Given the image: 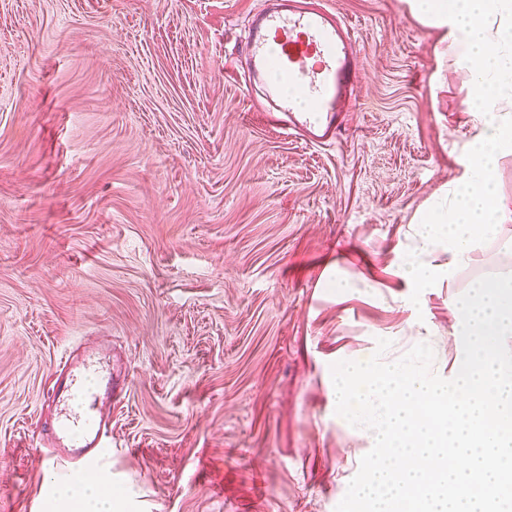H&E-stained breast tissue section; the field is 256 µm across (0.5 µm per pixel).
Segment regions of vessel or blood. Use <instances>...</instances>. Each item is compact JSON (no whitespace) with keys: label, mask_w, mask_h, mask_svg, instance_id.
<instances>
[{"label":"vessel or blood","mask_w":512,"mask_h":512,"mask_svg":"<svg viewBox=\"0 0 512 512\" xmlns=\"http://www.w3.org/2000/svg\"><path fill=\"white\" fill-rule=\"evenodd\" d=\"M267 3L254 15L242 48L251 85L261 89L274 120L336 136L362 79L351 28L324 0ZM101 360L93 349L67 359L50 393L60 408L47 440L77 467L102 465L110 443L105 408L124 390Z\"/></svg>","instance_id":"obj_1"}]
</instances>
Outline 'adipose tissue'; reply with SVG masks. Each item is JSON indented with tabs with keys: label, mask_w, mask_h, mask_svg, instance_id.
<instances>
[{
	"label": "adipose tissue",
	"mask_w": 512,
	"mask_h": 512,
	"mask_svg": "<svg viewBox=\"0 0 512 512\" xmlns=\"http://www.w3.org/2000/svg\"><path fill=\"white\" fill-rule=\"evenodd\" d=\"M425 25L445 29L457 62L469 72L467 110L475 133L466 146L467 174L448 202L420 227V248L448 249L447 265L428 262L402 269L410 287L453 279L476 246L512 224V203L499 193L498 167L512 155V0H409Z\"/></svg>",
	"instance_id": "1"
}]
</instances>
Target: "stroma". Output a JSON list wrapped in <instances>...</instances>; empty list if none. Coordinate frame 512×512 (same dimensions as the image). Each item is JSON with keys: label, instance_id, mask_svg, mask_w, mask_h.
I'll list each match as a JSON object with an SVG mask.
<instances>
[{"label": "stroma", "instance_id": "obj_1", "mask_svg": "<svg viewBox=\"0 0 512 512\" xmlns=\"http://www.w3.org/2000/svg\"><path fill=\"white\" fill-rule=\"evenodd\" d=\"M364 79L337 139L262 112L242 40L264 0H0V512H48L66 351L126 378L112 512H335L375 442L330 367L429 344L512 273V224L415 292L419 223L464 173L473 92L406 0H332Z\"/></svg>", "mask_w": 512, "mask_h": 512}]
</instances>
